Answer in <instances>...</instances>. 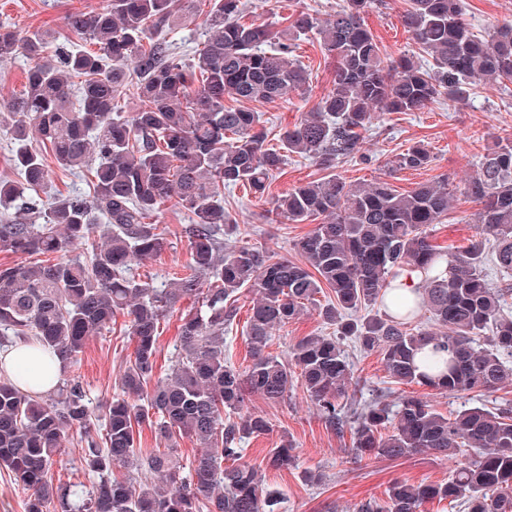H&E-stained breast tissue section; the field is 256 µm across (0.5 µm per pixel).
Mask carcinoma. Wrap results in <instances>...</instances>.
<instances>
[{
  "instance_id": "1",
  "label": "carcinoma",
  "mask_w": 512,
  "mask_h": 512,
  "mask_svg": "<svg viewBox=\"0 0 512 512\" xmlns=\"http://www.w3.org/2000/svg\"><path fill=\"white\" fill-rule=\"evenodd\" d=\"M176 2L109 0L97 12L70 16V29L94 41L93 51L59 46L51 55L53 33L23 36L0 25V60H30L22 96L0 101L21 176L0 180V207L32 195L29 220L0 224V250L59 255L56 262L0 266V345L34 342L66 373L79 364L88 337L118 314L128 318L134 343L118 379L121 395L100 413L76 376L47 394L0 377V468L26 495L25 512H274L277 497L263 490L262 475L238 460L246 439L272 428L250 410V397L284 401L295 380L327 428H350L359 462L462 454L448 481L395 480L385 500L365 502L358 512H419L432 500L462 512H512L511 404L444 415L411 394L393 405L362 403L344 349L352 338L381 354L392 382L440 394L491 391L512 376V138L488 148L464 184L478 206V233L457 250H440L430 239V226L448 215L454 197L448 178L400 193L386 180L358 186L330 173L358 152L362 132L385 112H421L442 96L464 101L477 80L512 83V23L478 36L461 0H409L403 23L431 58L423 64L382 54L364 21L382 0H342L324 21L302 11L282 28L242 22L244 0H214L194 60L167 39L182 19ZM311 34L332 59V88L269 147L262 114L245 104L281 100L309 84L293 52ZM129 85L141 108L125 117L115 101ZM226 96L241 106H225ZM33 135L45 152L28 148ZM46 152L71 174L97 161L91 199L45 205L34 198L50 181ZM294 154L328 172L274 202L275 220L322 219L294 244L300 263L244 242L247 230L224 211V189L262 194ZM431 162L416 142L392 167L418 170ZM173 198L194 215L183 229L190 262L156 286L131 267L167 248L149 218ZM95 210L105 219L104 241L85 261L67 258L95 232ZM489 263L500 277L495 287L485 273ZM405 268L424 273L421 295L402 300L394 315H363ZM326 288L331 299L322 303ZM243 297L251 352L244 366L224 354ZM185 300L192 305L183 311ZM311 307L336 331L299 339L283 358L268 352L274 331ZM178 310L171 372L156 381L160 321ZM143 423L167 447H138ZM76 433L89 487L55 483L62 448ZM183 437L203 448L187 466L175 456ZM292 450L282 441L269 465L295 463ZM226 460L237 465L226 467Z\"/></svg>"
}]
</instances>
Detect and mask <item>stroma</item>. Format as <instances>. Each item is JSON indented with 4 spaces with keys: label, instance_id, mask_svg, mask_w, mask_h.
I'll list each match as a JSON object with an SVG mask.
<instances>
[{
    "label": "stroma",
    "instance_id": "35a3bbf8",
    "mask_svg": "<svg viewBox=\"0 0 512 512\" xmlns=\"http://www.w3.org/2000/svg\"><path fill=\"white\" fill-rule=\"evenodd\" d=\"M244 22L285 26L288 16L310 10L319 18H329L338 0H246ZM108 0H0V22L11 24L24 33L48 31L67 35L66 16L90 13L105 7ZM186 17L184 24L172 29L168 38L176 51L186 57L197 56L204 40L205 19L213 7L212 0H179ZM466 17L475 31L485 33L512 23V0H464ZM408 0H384L372 9L365 23L375 35L382 53L395 59L403 54H416L417 45L402 24ZM294 56L311 75L305 91L288 94L274 103H253L261 112L264 130L269 138L293 127L331 88L330 59L316 38L298 42ZM512 137V84L482 85L464 104L440 98L422 112H388L381 122L364 133L355 157L342 160L335 173L343 181L367 185L382 179L399 191H409L422 183L449 177L455 185H463L473 176L487 147L501 138ZM430 151L433 162L428 168L392 171L393 157L414 142ZM322 170L305 157L288 159L282 170L273 174L264 194L239 186L224 194V208L234 223L245 226L250 244L265 248L277 257L298 260L294 248L297 239L311 232L315 224L270 222V211L277 196L299 183L322 177ZM476 208L463 194H456L448 216L433 225L431 240L435 245L456 248L467 245L475 237ZM164 231L168 248L158 257L133 266L135 277L148 282H161L169 274L180 271L189 259V248L182 229L189 215L176 202L165 203L152 218ZM316 310H309L299 320L277 331L270 351L287 355L300 338L330 333ZM344 347L355 363L360 400L375 399L391 403L402 393L400 385L391 383L379 353H363L352 341ZM133 353L128 335V319L116 316L102 334L89 338L81 361L75 369L93 405L111 401L119 392L118 378ZM414 394L430 400L435 408L450 414L468 402L499 407L512 403V381L492 393L474 391L468 395H438L424 387H414ZM253 411L264 415L273 425L270 434L245 441L242 460L256 467L264 477L267 490L280 499L276 512H357L361 503L383 499L388 485L396 479L414 484L444 482L456 467L455 458L443 455L416 454L400 461L374 459L354 461L350 452L351 435L326 429L316 407L305 396L300 384H293L287 400L272 402L261 396L250 401ZM295 447L297 465L288 470H272L267 466L269 452L282 441ZM316 474V481H306L305 471Z\"/></svg>",
    "mask_w": 512,
    "mask_h": 512
}]
</instances>
